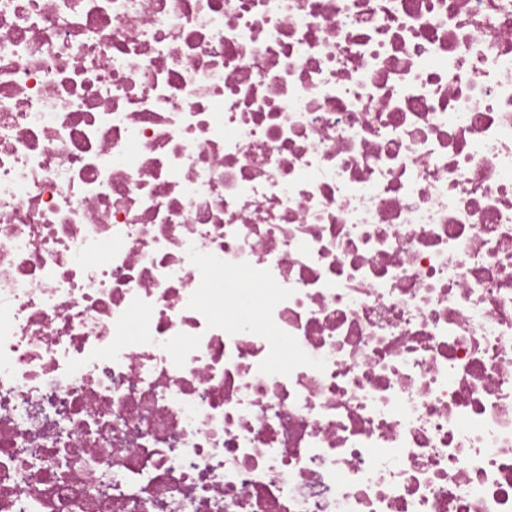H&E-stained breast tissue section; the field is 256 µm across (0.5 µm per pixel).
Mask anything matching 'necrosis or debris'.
Listing matches in <instances>:
<instances>
[{
	"instance_id": "1",
	"label": "necrosis or debris",
	"mask_w": 512,
	"mask_h": 512,
	"mask_svg": "<svg viewBox=\"0 0 512 512\" xmlns=\"http://www.w3.org/2000/svg\"><path fill=\"white\" fill-rule=\"evenodd\" d=\"M0 512H512V0H0Z\"/></svg>"
}]
</instances>
